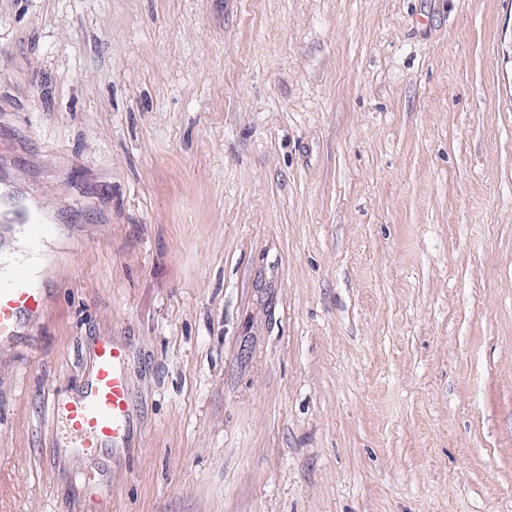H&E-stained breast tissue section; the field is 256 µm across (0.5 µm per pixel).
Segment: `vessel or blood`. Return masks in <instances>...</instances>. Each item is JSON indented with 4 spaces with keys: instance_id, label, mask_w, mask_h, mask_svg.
Here are the masks:
<instances>
[{
    "instance_id": "1",
    "label": "vessel or blood",
    "mask_w": 512,
    "mask_h": 512,
    "mask_svg": "<svg viewBox=\"0 0 512 512\" xmlns=\"http://www.w3.org/2000/svg\"><path fill=\"white\" fill-rule=\"evenodd\" d=\"M0 220L25 225L29 253L33 256L42 240L53 232L52 225L26 204L17 206ZM28 280L25 266L0 263V339L15 333L20 312L39 307L40 298L36 290L29 288ZM125 358L121 347L108 341L101 343L94 377L85 396L65 407L68 427L80 438L84 453L98 452L109 444L119 445L127 434L132 404L123 370Z\"/></svg>"
}]
</instances>
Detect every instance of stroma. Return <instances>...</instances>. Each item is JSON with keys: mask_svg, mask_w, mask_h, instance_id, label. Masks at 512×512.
Masks as SVG:
<instances>
[{"mask_svg": "<svg viewBox=\"0 0 512 512\" xmlns=\"http://www.w3.org/2000/svg\"><path fill=\"white\" fill-rule=\"evenodd\" d=\"M0 199V512H512V0H0ZM4 224H24L26 226L27 242L30 257H35L39 251L42 240L53 232V226L45 221L44 217L28 204L17 206L7 216L1 215ZM28 280L25 266L4 265L0 260V340L16 332L20 312L39 307V295L27 286ZM125 358L121 347L101 343L86 395L65 407L68 427L81 439L84 453H96L108 444L118 446L126 437L132 404L123 370Z\"/></svg>", "mask_w": 512, "mask_h": 512, "instance_id": "1", "label": "stroma"}]
</instances>
